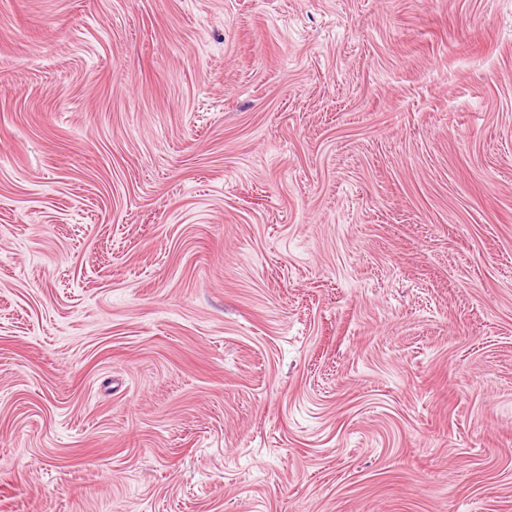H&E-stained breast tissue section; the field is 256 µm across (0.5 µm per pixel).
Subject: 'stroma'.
<instances>
[{
  "mask_svg": "<svg viewBox=\"0 0 512 512\" xmlns=\"http://www.w3.org/2000/svg\"><path fill=\"white\" fill-rule=\"evenodd\" d=\"M0 512H512V0H0Z\"/></svg>",
  "mask_w": 512,
  "mask_h": 512,
  "instance_id": "obj_1",
  "label": "stroma"
}]
</instances>
